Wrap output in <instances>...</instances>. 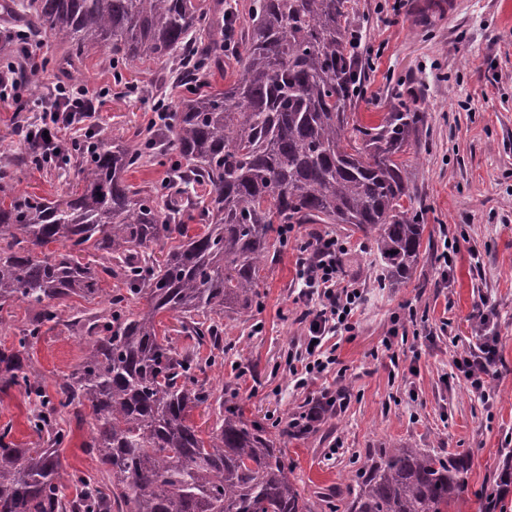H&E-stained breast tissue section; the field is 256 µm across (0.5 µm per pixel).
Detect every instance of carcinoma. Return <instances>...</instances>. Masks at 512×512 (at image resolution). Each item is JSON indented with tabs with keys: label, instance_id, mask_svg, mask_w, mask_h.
<instances>
[{
	"label": "carcinoma",
	"instance_id": "cac0c4a2",
	"mask_svg": "<svg viewBox=\"0 0 512 512\" xmlns=\"http://www.w3.org/2000/svg\"><path fill=\"white\" fill-rule=\"evenodd\" d=\"M27 43L48 37L60 64L112 56L113 76L129 61L170 65L189 87L148 138L115 145L98 135L64 151L82 188L54 199L18 192L0 169V306L20 302L34 317L18 346L0 348V389L32 390L38 379L24 349L59 319L75 295L95 299L108 277L128 294L72 320L84 342L76 369L34 419L38 441L19 448L0 434V512H449L469 493L470 457L422 448H384L355 484L314 501L297 488L281 439L309 431L300 413L276 433L214 397L199 376L210 365L157 331L176 313L195 346L223 348L211 315L248 318L259 271L284 224H349L373 238L383 280L408 279L423 255L425 225L401 204L413 194L396 156L418 139L421 112H389L382 123L351 122L359 61L347 0H250L247 30H236L224 0H22ZM239 69L222 90H203L224 53V29ZM170 140L180 160L167 184L136 188L126 172L152 163ZM199 187L210 188L202 207ZM199 208L205 230L181 222ZM178 235L158 261L151 246ZM59 248L43 256L37 249ZM93 262L80 261L82 254ZM144 301L136 312L129 298ZM216 399L222 418L202 437L190 412ZM87 410L91 442L104 470L69 474L57 448L56 417ZM79 487L69 498L67 483ZM512 468L474 493L479 512H504Z\"/></svg>",
	"mask_w": 512,
	"mask_h": 512
}]
</instances>
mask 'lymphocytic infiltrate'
Instances as JSON below:
<instances>
[{"mask_svg":"<svg viewBox=\"0 0 512 512\" xmlns=\"http://www.w3.org/2000/svg\"><path fill=\"white\" fill-rule=\"evenodd\" d=\"M99 98L91 84L60 82L38 101V117L27 129L26 146L36 153L39 165L54 164L59 151L65 149L61 130L95 126ZM344 251V244L329 235L310 240L299 250L296 274L304 305V337L301 350L288 353V372L302 387L336 366V348L330 338L356 329L363 288L345 278L340 263ZM498 342V337H486L479 351L463 350L455 360L471 392L487 400L493 396L488 379Z\"/></svg>","mask_w":512,"mask_h":512,"instance_id":"obj_1","label":"lymphocytic infiltrate"}]
</instances>
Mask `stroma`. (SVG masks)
<instances>
[{
  "mask_svg": "<svg viewBox=\"0 0 512 512\" xmlns=\"http://www.w3.org/2000/svg\"><path fill=\"white\" fill-rule=\"evenodd\" d=\"M349 22L361 36L362 77L354 118L375 126L390 112H422L427 121L404 156L415 195L404 206L424 224L430 245L412 276L394 288L379 287L372 243L347 224L295 225L286 246L270 257L259 282L260 305L251 319H222L224 348L213 356L207 385L233 393L247 419L284 429L298 407H312L345 389L350 399L336 415L322 414L302 439L284 437L294 474L306 496L353 482L363 461L382 448L413 445L442 455L470 454L471 490L512 461V0H457L453 16L418 19L414 4L353 0ZM167 67L134 62L115 81L109 56L87 59L70 82L101 90L96 130L117 140L147 128L157 97L185 98L178 85L156 87ZM78 170L14 169L16 190L53 197L77 186ZM318 234L342 240L347 278L365 289L350 336L337 337L345 374L328 373L306 388L294 387L286 370L289 348L302 340L296 301L298 246ZM457 246L451 284L440 277L445 243ZM478 261H471L470 251ZM100 301L72 297L66 320L50 322L26 353L45 396L79 363L83 342L68 317L92 312ZM416 310L422 321L409 329L405 356L391 366L382 345L394 315ZM489 321L478 328L475 315ZM498 337L491 368L495 396L484 402L458 382L454 360ZM30 399L18 389L0 390V429L20 446L35 441L26 415ZM66 434L58 448L68 472L96 474L88 447L90 428L61 415Z\"/></svg>",
  "mask_w": 512,
  "mask_h": 512,
  "instance_id": "1",
  "label": "stroma"
}]
</instances>
